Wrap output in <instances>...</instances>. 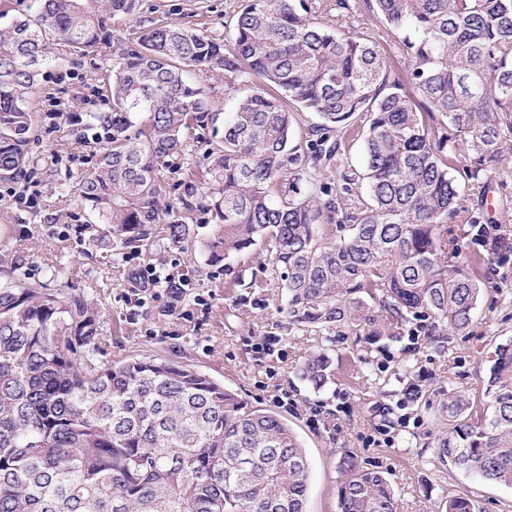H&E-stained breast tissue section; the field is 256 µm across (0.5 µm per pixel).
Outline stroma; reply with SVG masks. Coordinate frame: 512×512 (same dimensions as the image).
<instances>
[{
  "instance_id": "obj_1",
  "label": "stroma",
  "mask_w": 512,
  "mask_h": 512,
  "mask_svg": "<svg viewBox=\"0 0 512 512\" xmlns=\"http://www.w3.org/2000/svg\"><path fill=\"white\" fill-rule=\"evenodd\" d=\"M347 26L368 34L402 73L409 59L399 35L386 29L364 0H350ZM240 0H137L132 15L117 21L127 38L145 27L171 22L225 38L233 33ZM112 80V52L76 55L74 64L47 69L31 106L39 126L28 152L34 170L0 179V283L38 280L51 289L84 296L99 312L95 357L110 365L129 358H172L239 394L249 405L278 411L299 435L310 459L306 512H338L341 451L384 472L399 512H434L455 495L471 500L474 512H512V488L469 477L437 457L447 427L439 406L449 393L482 398L495 345L512 342V255L489 259L488 241L512 225V151L490 171L485 189L467 188L463 204L479 216L487 240H460L462 255L482 286L477 310L460 334L430 342L402 340L386 350L362 338L304 331L290 324L288 294L272 272L264 243L230 258L227 266L207 260L205 242L215 226L208 213L190 214L194 236L173 244L152 233L141 252L89 248L87 224L94 216L79 196L83 176L100 158L95 142H78L81 126L111 104L105 89ZM211 111H231L239 96L262 87L255 76L234 89L199 75ZM212 130L189 139L162 169L168 200L186 199L184 183L215 144ZM34 196V207L14 195ZM134 259L160 275H188L189 286L171 304L166 284L144 292L126 264ZM280 336L281 353L263 357L255 345L268 334ZM332 348V380L313 390L297 374L303 357L319 346ZM288 403H275L278 395Z\"/></svg>"
}]
</instances>
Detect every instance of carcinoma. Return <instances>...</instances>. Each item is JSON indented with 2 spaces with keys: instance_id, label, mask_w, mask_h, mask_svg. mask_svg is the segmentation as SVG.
Instances as JSON below:
<instances>
[{
  "instance_id": "cac0c4a2",
  "label": "carcinoma",
  "mask_w": 512,
  "mask_h": 512,
  "mask_svg": "<svg viewBox=\"0 0 512 512\" xmlns=\"http://www.w3.org/2000/svg\"><path fill=\"white\" fill-rule=\"evenodd\" d=\"M402 35L406 78L391 75L371 37L334 31L315 0H241L221 41L159 24L127 46L112 21L136 0H43L32 18L0 26V177L34 165L30 99L43 69L77 53L112 49V110L90 116L103 143L81 199L105 225L89 236L127 248L167 218L166 238L190 239L166 201L158 166L189 130L216 124L192 71L233 88L247 74L267 88L224 113L222 140L186 182L216 230L208 261L257 242L283 274L288 319L305 330L343 329L373 345L404 328L465 330L481 286L444 224L465 210L460 184L479 186L512 134V0H367ZM408 81L423 101L404 90ZM315 112L311 156L292 145L295 112ZM458 143L448 146V129ZM363 140L366 196L343 212L346 235L324 239L339 199L321 200L333 177L320 164L329 133ZM98 314L81 295L37 281L0 286V512H305L310 464L277 414L248 405L198 370L162 358L97 362ZM479 409L448 393L438 458L480 480L512 487V344L488 359ZM299 377L331 380L321 349ZM338 512H397L383 472L344 452ZM439 512H472L452 496Z\"/></svg>"
}]
</instances>
